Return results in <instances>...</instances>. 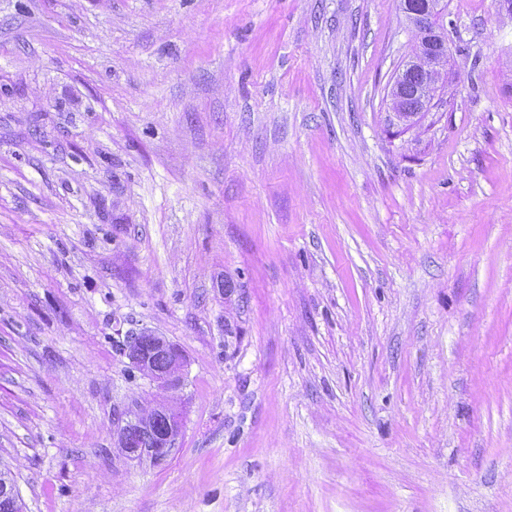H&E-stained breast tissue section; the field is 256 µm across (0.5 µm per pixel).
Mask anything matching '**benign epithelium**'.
Wrapping results in <instances>:
<instances>
[{
  "label": "benign epithelium",
  "instance_id": "benign-epithelium-1",
  "mask_svg": "<svg viewBox=\"0 0 512 512\" xmlns=\"http://www.w3.org/2000/svg\"><path fill=\"white\" fill-rule=\"evenodd\" d=\"M445 0H425V10L415 9L413 0H399L400 10L417 32V42L409 60L402 72L393 81L388 96L391 108L399 121L407 126L410 119L430 114L434 101L440 93L439 82H433L415 91L414 97L419 100V108L415 112H406L399 107L407 71L418 67L432 73L439 67L440 62L448 56V39L442 28L433 24V15L440 11ZM122 354L126 356L132 366L143 376L156 383L157 386L169 392H176L182 384V368L185 363L183 351L149 330H143L132 336L125 337L122 343ZM159 353L165 357L167 364L164 368L157 367L153 355ZM166 420V434L157 444V448L164 449L159 454L156 448H135L131 446V438L137 433H149L156 418ZM182 416L176 406L169 402L158 403L151 412L146 413L137 403L129 406L117 419L116 431L118 447L131 459L149 457L155 461L165 458V454L175 447L176 440L182 431Z\"/></svg>",
  "mask_w": 512,
  "mask_h": 512
}]
</instances>
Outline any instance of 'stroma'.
I'll list each match as a JSON object with an SVG mask.
<instances>
[{
  "mask_svg": "<svg viewBox=\"0 0 512 512\" xmlns=\"http://www.w3.org/2000/svg\"><path fill=\"white\" fill-rule=\"evenodd\" d=\"M447 3L402 134L397 0H0L23 512H512V16ZM169 399L175 448L126 458L115 418ZM130 335L125 336L121 350L132 366L159 388L169 392L178 391L182 384L181 372L185 363L183 351L163 336L149 330ZM156 353L164 356L167 361L163 369H159L156 363L163 367L165 359L158 356L155 363L153 355Z\"/></svg>",
  "mask_w": 512,
  "mask_h": 512,
  "instance_id": "35a3bbf8",
  "label": "stroma"
}]
</instances>
